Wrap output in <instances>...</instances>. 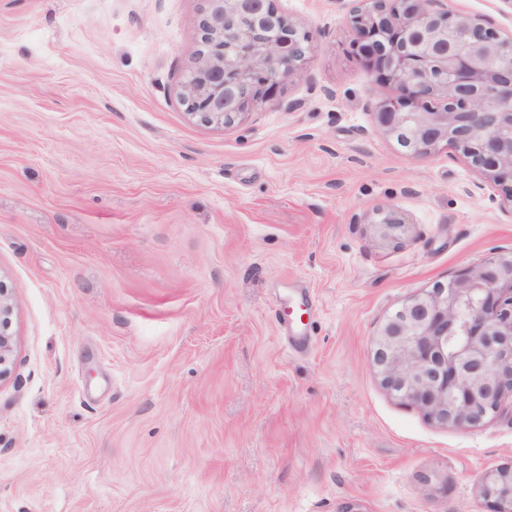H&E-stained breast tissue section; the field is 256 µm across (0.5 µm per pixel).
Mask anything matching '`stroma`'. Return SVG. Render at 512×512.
Masks as SVG:
<instances>
[{
	"label": "stroma",
	"instance_id": "obj_1",
	"mask_svg": "<svg viewBox=\"0 0 512 512\" xmlns=\"http://www.w3.org/2000/svg\"><path fill=\"white\" fill-rule=\"evenodd\" d=\"M277 5L316 52L222 127L179 96L204 0H0V512H486L512 399L439 425L373 354L403 299L512 249V205L379 130L349 0ZM448 6L512 34L501 0ZM12 304L10 296L0 282V380L9 373L12 342L9 334Z\"/></svg>",
	"mask_w": 512,
	"mask_h": 512
}]
</instances>
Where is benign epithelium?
I'll return each mask as SVG.
<instances>
[{
	"label": "benign epithelium",
	"instance_id": "7a95c632",
	"mask_svg": "<svg viewBox=\"0 0 512 512\" xmlns=\"http://www.w3.org/2000/svg\"><path fill=\"white\" fill-rule=\"evenodd\" d=\"M199 49L182 84L187 114L231 126L274 102L313 56V36L276 0H205ZM349 23L364 65L395 94L375 106L386 136L423 158L441 144L468 159L512 204V36L446 0H353ZM397 238L394 213L378 222ZM12 304L0 284V380L9 373ZM384 387L441 425H484L512 396V250L405 299L377 333ZM486 512H512V462L484 473Z\"/></svg>",
	"mask_w": 512,
	"mask_h": 512
}]
</instances>
